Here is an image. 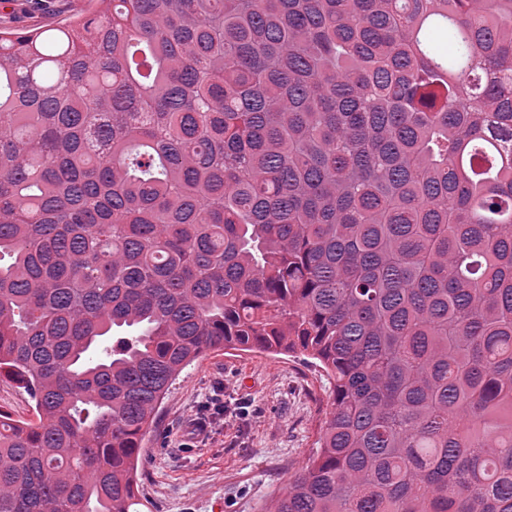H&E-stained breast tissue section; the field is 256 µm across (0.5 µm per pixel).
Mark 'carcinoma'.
<instances>
[{
  "label": "carcinoma",
  "instance_id": "obj_1",
  "mask_svg": "<svg viewBox=\"0 0 512 512\" xmlns=\"http://www.w3.org/2000/svg\"><path fill=\"white\" fill-rule=\"evenodd\" d=\"M0 31V512H140L208 351L331 410L267 512H512V0H90ZM0 411L17 420H35V414L23 389L11 381L0 380Z\"/></svg>",
  "mask_w": 512,
  "mask_h": 512
}]
</instances>
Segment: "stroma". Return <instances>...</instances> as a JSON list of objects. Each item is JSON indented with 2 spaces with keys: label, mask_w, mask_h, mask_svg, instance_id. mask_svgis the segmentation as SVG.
<instances>
[{
  "label": "stroma",
  "mask_w": 512,
  "mask_h": 512,
  "mask_svg": "<svg viewBox=\"0 0 512 512\" xmlns=\"http://www.w3.org/2000/svg\"><path fill=\"white\" fill-rule=\"evenodd\" d=\"M88 0H10L0 28L58 26ZM222 395L224 421L195 434ZM249 406L243 417L237 406ZM330 408L322 370L299 356L221 350L204 354L172 383L141 448L142 512H265L316 446Z\"/></svg>",
  "instance_id": "35a3bbf8"
}]
</instances>
